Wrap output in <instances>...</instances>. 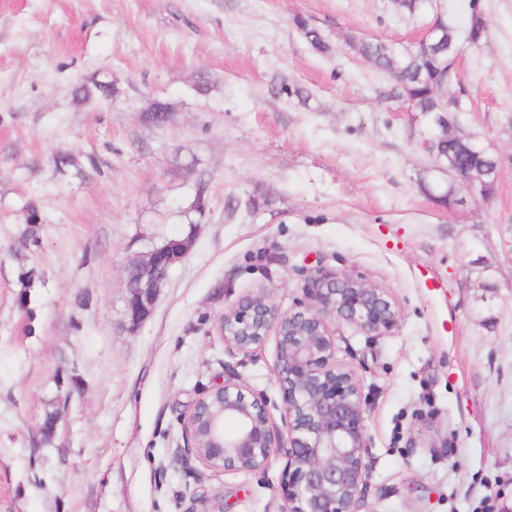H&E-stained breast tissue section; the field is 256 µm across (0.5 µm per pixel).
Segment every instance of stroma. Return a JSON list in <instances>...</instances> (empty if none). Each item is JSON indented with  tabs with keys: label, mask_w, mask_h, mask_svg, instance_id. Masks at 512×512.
<instances>
[{
	"label": "stroma",
	"mask_w": 512,
	"mask_h": 512,
	"mask_svg": "<svg viewBox=\"0 0 512 512\" xmlns=\"http://www.w3.org/2000/svg\"><path fill=\"white\" fill-rule=\"evenodd\" d=\"M461 120L500 159L494 198L424 193L426 130L345 35L405 45L428 13L392 0H0V512H283L286 460L205 468L183 420L232 381L282 426L276 341L250 353L219 318L310 276L384 288L396 328L332 323L363 393L371 448L360 512H512V0H437L457 30ZM331 46L317 53L296 18ZM107 98L76 101L91 77ZM285 84L309 94L276 96ZM169 105L161 128L143 120ZM72 166L57 169L58 155ZM202 197L203 213L183 211ZM38 206L37 245L25 207ZM186 238L147 319L125 317L127 269ZM38 288L19 303L20 269ZM76 387L53 438L40 426Z\"/></svg>",
	"instance_id": "obj_1"
}]
</instances>
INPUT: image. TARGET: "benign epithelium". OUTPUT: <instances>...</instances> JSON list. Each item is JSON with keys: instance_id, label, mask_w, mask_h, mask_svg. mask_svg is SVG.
I'll use <instances>...</instances> for the list:
<instances>
[{"instance_id": "7a95c632", "label": "benign epithelium", "mask_w": 512, "mask_h": 512, "mask_svg": "<svg viewBox=\"0 0 512 512\" xmlns=\"http://www.w3.org/2000/svg\"><path fill=\"white\" fill-rule=\"evenodd\" d=\"M476 203L477 176L456 168L447 156H432ZM189 244L168 241L127 270L125 315L139 325L158 299L172 264ZM371 336L397 326L399 312L386 291L349 275L311 278L308 301L282 312L264 294L247 297L219 320L224 340L247 354L267 336H276V379L285 406V425L269 419L266 399L226 381L197 399L183 430L191 452L205 467L255 471L275 453L286 458L284 512H359L367 482L365 457L370 437L364 425L362 388L357 377L336 365L335 339L327 317Z\"/></svg>"}]
</instances>
